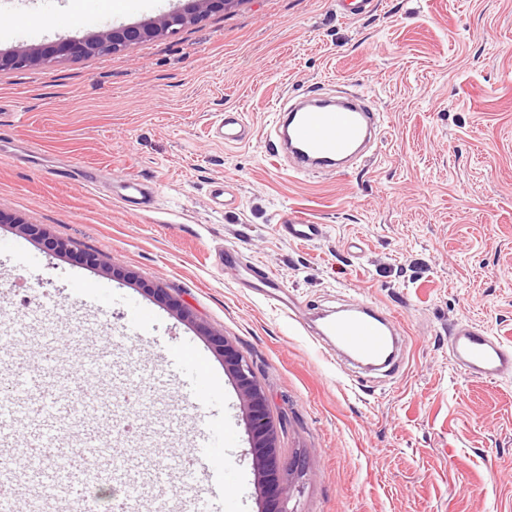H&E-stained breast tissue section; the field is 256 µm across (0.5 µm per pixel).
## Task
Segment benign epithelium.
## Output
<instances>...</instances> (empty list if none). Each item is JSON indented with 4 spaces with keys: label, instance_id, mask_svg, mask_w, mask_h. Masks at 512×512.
<instances>
[{
    "label": "benign epithelium",
    "instance_id": "1",
    "mask_svg": "<svg viewBox=\"0 0 512 512\" xmlns=\"http://www.w3.org/2000/svg\"><path fill=\"white\" fill-rule=\"evenodd\" d=\"M195 2L196 7L193 10L167 13L149 25L122 26L22 54H1L0 70L81 60L93 55L117 51L143 40L175 33L191 23L200 21L212 12L224 10L232 0H195ZM0 223L15 224L17 220L0 212ZM19 227L28 236L44 237L42 228L36 224L21 223ZM208 338L224 357V364L229 366L235 375L240 397L249 410L254 466L258 472L268 478L266 491L270 501L269 512H286L283 509V499L289 494V489L276 480V476L280 475V471L284 468V463L275 445L274 420L265 394L257 383L252 366L232 344L219 334L210 333Z\"/></svg>",
    "mask_w": 512,
    "mask_h": 512
}]
</instances>
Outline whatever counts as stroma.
<instances>
[{
    "instance_id": "35a3bbf8",
    "label": "stroma",
    "mask_w": 512,
    "mask_h": 512,
    "mask_svg": "<svg viewBox=\"0 0 512 512\" xmlns=\"http://www.w3.org/2000/svg\"><path fill=\"white\" fill-rule=\"evenodd\" d=\"M86 0H39L0 25V52L148 22L187 0H131L116 18ZM84 8V24L62 16ZM366 91L383 112L368 160L346 173L296 175L267 135L279 99ZM245 114L248 137L215 135ZM96 175L82 184L64 170ZM152 191L124 201L125 178ZM221 182L236 198H211ZM0 212L42 226L66 253L0 224V333L22 369L33 334L93 342L129 337L128 305L158 318L157 351L194 346L221 378L196 403L157 389L170 409H202L235 434L224 461L240 475V512L263 506L247 409L209 333L251 363L277 446L288 512H512V378H465L448 329L468 321L512 341V0H231L177 34L107 55L0 71ZM322 225L284 237L287 216ZM223 248L236 264H217ZM101 263L83 265L80 251ZM275 275L295 316L253 287ZM357 301L405 331L389 377L337 360L298 322ZM224 144L242 143L245 139V128L242 114L239 111L228 112L224 115V120L218 125Z\"/></svg>"
}]
</instances>
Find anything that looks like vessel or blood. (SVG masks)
I'll use <instances>...</instances> for the list:
<instances>
[{
    "label": "vessel or blood",
    "instance_id": "b4317fda",
    "mask_svg": "<svg viewBox=\"0 0 512 512\" xmlns=\"http://www.w3.org/2000/svg\"><path fill=\"white\" fill-rule=\"evenodd\" d=\"M382 115L364 96L307 101L278 108L273 130L295 161L296 174L316 166L346 170L382 127ZM218 129L227 144L245 139L240 112L225 113ZM281 229L291 239L313 241L321 225L300 216L284 220ZM393 316L358 306L327 317L321 334L337 353L374 364L386 361L397 339ZM449 352L460 369L486 381L512 376V344L469 324L448 335ZM62 349L58 337H44L41 363L26 374L22 385L0 399V512H16L15 491L27 486L26 512H47L49 503H91V485L122 475L128 491L120 512H162L177 459L166 465L134 463L108 445L100 416L127 411L126 399L105 404L86 375L60 371ZM234 432L225 426L205 425L190 441L191 483L197 496L180 501L182 512H237L238 500L226 489L225 445Z\"/></svg>",
    "mask_w": 512,
    "mask_h": 512
}]
</instances>
